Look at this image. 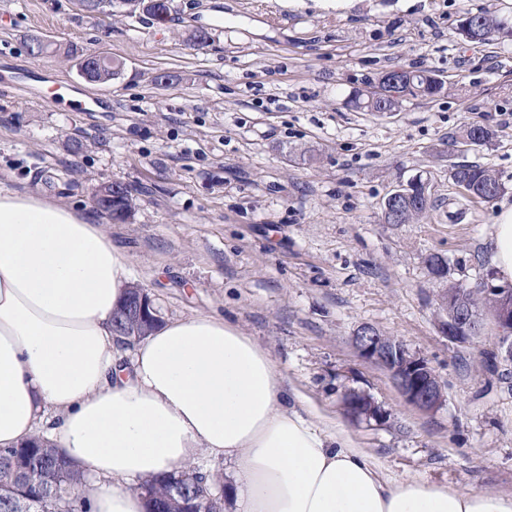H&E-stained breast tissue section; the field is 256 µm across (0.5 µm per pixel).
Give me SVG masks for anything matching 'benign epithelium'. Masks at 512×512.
I'll return each mask as SVG.
<instances>
[{"label": "benign epithelium", "instance_id": "1", "mask_svg": "<svg viewBox=\"0 0 512 512\" xmlns=\"http://www.w3.org/2000/svg\"><path fill=\"white\" fill-rule=\"evenodd\" d=\"M110 55L99 53L84 57L78 63V76L92 81V71L101 69ZM469 288L448 294L444 303L445 316L438 324L441 334L453 344H468L480 333L479 315L468 298ZM151 297L146 289L133 286L123 305V311L114 316L112 330L117 340L125 345L140 339L147 333L146 324L155 320ZM494 319L506 335L500 337L497 356L512 362V300L494 298ZM352 345L363 360L383 367L393 379L397 389L410 404L424 412H432L444 401V388L428 363L412 354L398 340L384 335L371 325H363L352 336ZM344 411L356 422L387 421L388 412L368 393L349 390L342 397Z\"/></svg>", "mask_w": 512, "mask_h": 512}]
</instances>
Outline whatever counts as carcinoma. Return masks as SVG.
I'll use <instances>...</instances> for the list:
<instances>
[{
  "mask_svg": "<svg viewBox=\"0 0 512 512\" xmlns=\"http://www.w3.org/2000/svg\"><path fill=\"white\" fill-rule=\"evenodd\" d=\"M458 34L469 43H485L496 38L512 39V23L489 12L468 11L460 20ZM381 88L388 95L375 99L371 93H356L351 102L363 112L391 113L399 111L405 94L436 95L443 89L442 82L428 70H392L379 80ZM491 129L473 126L465 131L470 144L484 145L493 139ZM453 181L462 187L472 199L489 202L503 191L502 183L495 173L486 167L472 164H457L451 173ZM434 207L432 199H424L422 187L412 188V194L404 199V205L397 220L399 224H408ZM18 456H24L54 472L55 486L47 489L41 486H21L11 479V465ZM221 476L214 475L206 479L204 485L186 482L175 486L178 475L169 474L151 481L157 497L148 500L149 512H167L166 497L180 494L197 505V509L207 507L203 488L220 481ZM85 480L83 472L75 467L64 465L62 458L54 448L38 445H25L20 448H0V512H17L28 500H36L39 506L29 508L28 512H89L82 497H70L69 489Z\"/></svg>",
  "mask_w": 512,
  "mask_h": 512,
  "instance_id": "carcinoma-1",
  "label": "carcinoma"
}]
</instances>
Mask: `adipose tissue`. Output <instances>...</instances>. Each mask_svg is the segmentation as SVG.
<instances>
[{"label": "adipose tissue", "instance_id": "1", "mask_svg": "<svg viewBox=\"0 0 512 512\" xmlns=\"http://www.w3.org/2000/svg\"><path fill=\"white\" fill-rule=\"evenodd\" d=\"M487 244L512 285V203ZM137 276L106 225L0 185V447L59 448L91 512H145L135 484L219 457L236 512H512V497L385 478L339 423L290 405L268 351L224 318L121 347L112 312Z\"/></svg>", "mask_w": 512, "mask_h": 512}]
</instances>
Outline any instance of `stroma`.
<instances>
[{
    "label": "stroma",
    "instance_id": "obj_1",
    "mask_svg": "<svg viewBox=\"0 0 512 512\" xmlns=\"http://www.w3.org/2000/svg\"><path fill=\"white\" fill-rule=\"evenodd\" d=\"M467 11L512 20V0H170L163 25L75 0H0V78L23 67L39 79L31 95L0 88V185L39 186L107 225L161 318L238 325L301 407L343 423L389 476L512 497V364L486 366L500 331L488 314L470 345L437 328L448 284L490 273L484 241L500 201L512 202V40L461 41ZM36 32L50 41L39 56L26 41ZM103 51L121 77L80 80L76 59ZM396 69L431 71L444 88L386 116L350 106ZM164 72L177 81L157 82ZM73 91L107 95L112 109L61 110ZM479 125L493 141L466 145ZM463 162L499 176L500 200L465 198L451 178ZM416 174L434 208L385 223V197ZM112 182L136 200L122 222L93 202ZM433 254L446 280L430 274ZM364 324L429 364L440 408L411 405L358 356ZM349 389L369 393L387 423L349 420Z\"/></svg>",
    "mask_w": 512,
    "mask_h": 512
}]
</instances>
